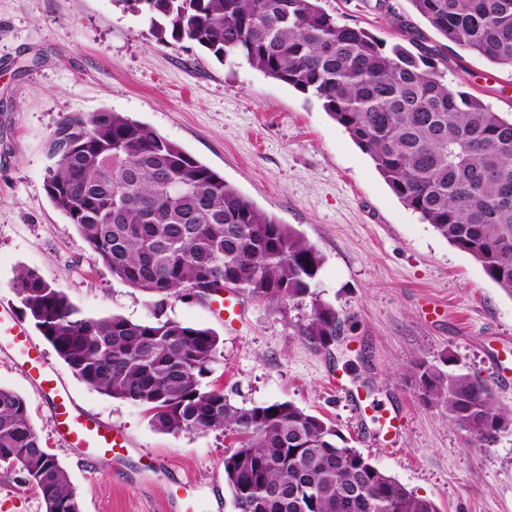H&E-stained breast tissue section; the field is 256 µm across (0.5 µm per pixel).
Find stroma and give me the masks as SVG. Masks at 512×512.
<instances>
[{"instance_id": "1", "label": "stroma", "mask_w": 512, "mask_h": 512, "mask_svg": "<svg viewBox=\"0 0 512 512\" xmlns=\"http://www.w3.org/2000/svg\"><path fill=\"white\" fill-rule=\"evenodd\" d=\"M322 0L340 22L387 43L412 38L443 51L449 82L512 112V71L444 40L409 0ZM122 113L179 144L323 257L315 280L342 319L335 343L314 349L299 329L308 302L242 295V322L214 303L169 298L164 317L222 340L209 377L231 402L290 401L332 423L379 469L439 512H512V435L483 448L428 403L414 365L451 358L512 409V296L397 198L371 158L313 96L242 63H218L182 41L160 42L124 0H0V305L22 306L12 284L36 271L85 315L149 319L153 298L97 264L44 187L50 143L66 122ZM28 337L87 412L122 428L133 448L120 468L82 459L53 432L47 399L0 342V387L21 395L43 447L65 468L81 512H174L173 478L196 489L194 512H233L224 478L231 437L168 434L145 407L76 377L34 326ZM402 418L389 440L359 419L334 381ZM159 466L145 470L148 457ZM0 512H45L35 485L0 462Z\"/></svg>"}]
</instances>
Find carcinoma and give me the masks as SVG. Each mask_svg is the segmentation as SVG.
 Listing matches in <instances>:
<instances>
[{
  "label": "carcinoma",
  "instance_id": "carcinoma-1",
  "mask_svg": "<svg viewBox=\"0 0 512 512\" xmlns=\"http://www.w3.org/2000/svg\"><path fill=\"white\" fill-rule=\"evenodd\" d=\"M156 40H188L221 64L241 60L316 97L372 159L393 193L512 296V117L414 55L343 24L321 0H124ZM449 44L512 68V0H409ZM48 169L45 190L95 261L154 298L204 300L226 287L270 302L309 299L304 337L336 341V309L314 289L323 258L177 143L118 112H97ZM12 288L23 313L95 391L141 405L166 433L227 431L234 512H439L284 401L238 406L203 384L220 336L154 314L87 317L35 271ZM425 398L482 447L512 433V411L476 375L416 364ZM0 461L36 484L45 512H80L65 469L42 447L23 397L0 388Z\"/></svg>",
  "mask_w": 512,
  "mask_h": 512
}]
</instances>
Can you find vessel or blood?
<instances>
[{"instance_id":"vessel-or-blood-1","label":"vessel or blood","mask_w":512,"mask_h":512,"mask_svg":"<svg viewBox=\"0 0 512 512\" xmlns=\"http://www.w3.org/2000/svg\"><path fill=\"white\" fill-rule=\"evenodd\" d=\"M0 338L8 339L16 346L20 354L18 368L50 400L54 430L66 445L77 449L83 458L106 456L113 467H120L132 446L128 436L80 409L55 371L30 342L25 327L5 307L0 308ZM356 408L386 433L398 432L399 419L377 409L365 398H358Z\"/></svg>"}]
</instances>
